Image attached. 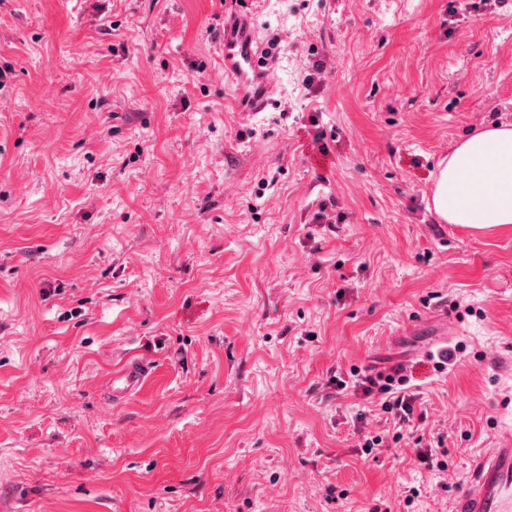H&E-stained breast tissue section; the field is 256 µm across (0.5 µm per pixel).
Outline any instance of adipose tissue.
<instances>
[{
  "mask_svg": "<svg viewBox=\"0 0 512 512\" xmlns=\"http://www.w3.org/2000/svg\"><path fill=\"white\" fill-rule=\"evenodd\" d=\"M438 167L431 201L439 222L473 229L512 224V124L472 134Z\"/></svg>",
  "mask_w": 512,
  "mask_h": 512,
  "instance_id": "obj_1",
  "label": "adipose tissue"
}]
</instances>
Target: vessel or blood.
Returning a JSON list of instances; mask_svg holds the SVG:
<instances>
[{
	"label": "vessel or blood",
	"instance_id": "1",
	"mask_svg": "<svg viewBox=\"0 0 512 512\" xmlns=\"http://www.w3.org/2000/svg\"><path fill=\"white\" fill-rule=\"evenodd\" d=\"M224 80L231 83L238 111L257 115L280 95L274 76L277 65L263 55L258 29L249 15L237 13L224 20ZM149 373L146 363L124 364L112 378L113 400L136 392ZM449 512H512V430L500 444L479 455L472 476Z\"/></svg>",
	"mask_w": 512,
	"mask_h": 512
}]
</instances>
